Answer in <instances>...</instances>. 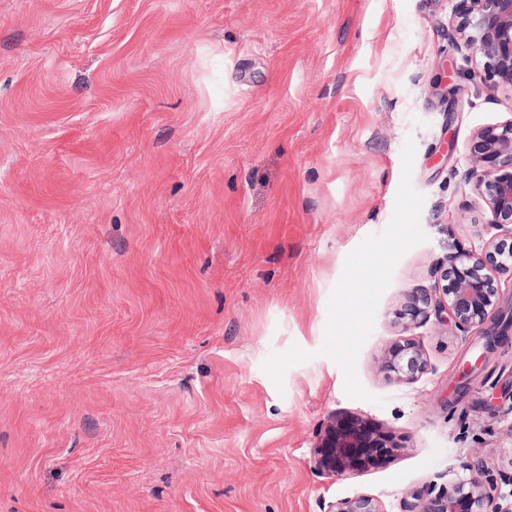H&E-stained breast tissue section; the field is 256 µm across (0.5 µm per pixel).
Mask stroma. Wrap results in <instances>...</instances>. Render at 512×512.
Masks as SVG:
<instances>
[{
	"instance_id": "1",
	"label": "stroma",
	"mask_w": 512,
	"mask_h": 512,
	"mask_svg": "<svg viewBox=\"0 0 512 512\" xmlns=\"http://www.w3.org/2000/svg\"><path fill=\"white\" fill-rule=\"evenodd\" d=\"M458 4L0 0V512L512 495V344L394 317L492 235L467 142L512 91ZM339 415L402 449L321 475ZM427 367L419 346L412 339H404L388 348L380 372L389 382L412 383L426 372Z\"/></svg>"
}]
</instances>
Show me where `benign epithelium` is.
<instances>
[{"label":"benign epithelium","mask_w":512,"mask_h":512,"mask_svg":"<svg viewBox=\"0 0 512 512\" xmlns=\"http://www.w3.org/2000/svg\"><path fill=\"white\" fill-rule=\"evenodd\" d=\"M450 37L482 60L487 79L496 88L512 90V0H460ZM467 151L471 168L466 180L489 210L496 230L481 252L448 255L439 268L435 288L411 294L397 313L406 330L430 315L462 332L484 327L486 349L508 339V317L500 309L498 278L512 274V119L477 129ZM419 346L411 339L392 344L380 365L391 382L412 383L427 370ZM402 447L392 435L363 421L335 419L327 425L316 450V469L339 478L382 461ZM480 472L457 475L450 487L417 494L410 512H512V502L495 498ZM328 512H383L368 494L340 498Z\"/></svg>","instance_id":"1"}]
</instances>
